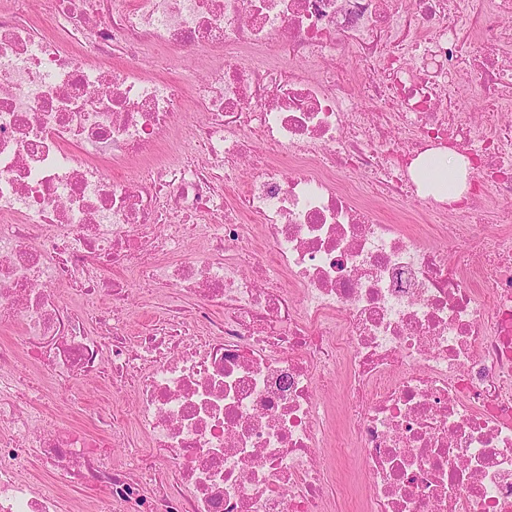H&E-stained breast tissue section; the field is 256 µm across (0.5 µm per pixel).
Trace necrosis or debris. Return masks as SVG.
Masks as SVG:
<instances>
[{"label": "necrosis or debris", "instance_id": "obj_1", "mask_svg": "<svg viewBox=\"0 0 512 512\" xmlns=\"http://www.w3.org/2000/svg\"><path fill=\"white\" fill-rule=\"evenodd\" d=\"M440 148L465 207L418 189ZM111 267L193 305L129 341ZM0 323V512H63L35 460L121 512H330L338 372L362 512H512V0H9ZM94 373L144 449L46 418ZM401 212H394L398 220L402 223V220L405 219L407 224L420 228L424 233L426 240L430 241L434 246L439 248H446L451 250V245L449 242H445L444 240H440L435 238L432 231V224L428 223L427 212L424 213L420 208L416 207V203L413 200H403ZM409 221V222H408Z\"/></svg>", "mask_w": 512, "mask_h": 512}]
</instances>
